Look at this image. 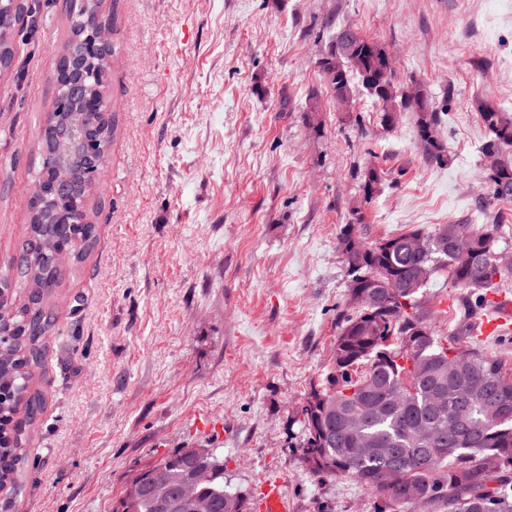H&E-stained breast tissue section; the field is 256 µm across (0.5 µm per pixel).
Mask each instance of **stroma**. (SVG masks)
I'll return each mask as SVG.
<instances>
[{"label":"stroma","mask_w":512,"mask_h":512,"mask_svg":"<svg viewBox=\"0 0 512 512\" xmlns=\"http://www.w3.org/2000/svg\"><path fill=\"white\" fill-rule=\"evenodd\" d=\"M0 74V270L18 255L66 0H26ZM116 52V132L88 200L97 240L58 288L34 384L46 397L23 489L0 512H112L130 472L208 448L224 487L255 499L280 480L290 512H375L356 480L319 477L295 412L325 382L348 298L344 225L368 242L438 224H498L481 105L512 113L507 0H102ZM353 27L394 58L396 83L442 114L448 162H427L415 116L384 126L358 93L331 103L316 61ZM320 110L309 113L312 100ZM385 183L361 213V175ZM424 307L457 336L460 292L433 279Z\"/></svg>","instance_id":"1"}]
</instances>
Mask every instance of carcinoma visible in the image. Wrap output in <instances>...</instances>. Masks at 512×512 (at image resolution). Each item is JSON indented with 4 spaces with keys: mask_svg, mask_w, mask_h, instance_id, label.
<instances>
[{
    "mask_svg": "<svg viewBox=\"0 0 512 512\" xmlns=\"http://www.w3.org/2000/svg\"><path fill=\"white\" fill-rule=\"evenodd\" d=\"M25 12L22 0L0 6V55L14 57L13 30ZM68 55L89 31L106 24L96 0H83L69 12ZM112 47L86 59L84 85L89 94L104 96L111 67ZM320 79L331 99L355 101L357 89L370 96L382 113V122L412 112L417 139L425 159L447 160L440 135V115L426 95L385 96L382 87L393 81L383 46L351 27L336 33L317 61ZM54 97L40 130L43 158L35 173L29 222L16 264V276L0 274V490L18 494L22 489L19 465L21 445L43 413L42 392L32 387L41 367L45 338L55 327L41 299L61 286L67 267L56 261L67 253L71 264L83 262L95 239V225L83 214V223H69L71 208L86 210L85 189L99 184L83 158L93 149L98 165L106 166L114 133L112 114L83 112L62 106L68 76L64 69L51 77ZM94 130L93 146L81 144L75 154L72 180L63 193L54 185L53 155L68 137L75 119ZM479 118L491 138L484 151H512V116L488 104ZM384 171L368 165L362 174L364 202L384 183ZM492 196L512 201V162L488 173ZM497 224H438L432 230L414 229L367 243L348 224L338 238V250L349 277L347 309L338 320L334 370L321 390L298 411L302 440L299 450L310 471L318 476H349L365 487L379 503V512H399L413 505L422 512H512V365L486 354L476 341L463 351L453 338L436 335L419 299L427 282L409 288H382L394 278L407 281L424 267L429 276L444 271L453 288L466 299L462 317L488 306V291L500 287L495 278L506 271L499 266ZM474 237L473 254L461 256L452 240L462 234ZM512 274V271L506 272ZM363 293L374 303L356 306ZM440 391L448 400L445 421L431 423L433 396ZM363 441L382 453L357 454ZM196 458L182 448L132 473L112 512H157L156 491L148 475L157 467L169 475L165 492L179 493ZM394 471L392 486L382 484L383 472ZM212 503V512H249L247 498L229 497L224 489V464L216 462L212 478L196 488Z\"/></svg>",
    "mask_w": 512,
    "mask_h": 512,
    "instance_id": "1",
    "label": "carcinoma"
}]
</instances>
